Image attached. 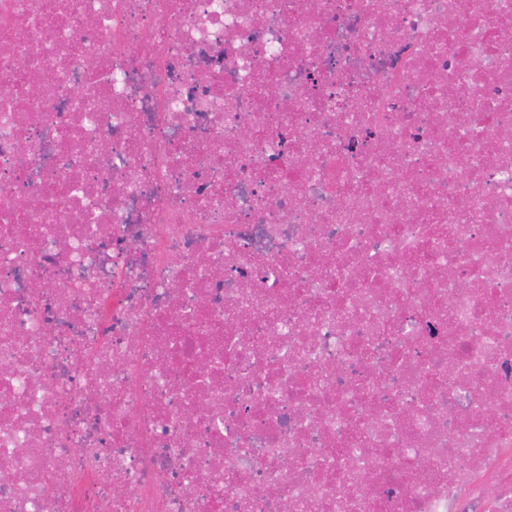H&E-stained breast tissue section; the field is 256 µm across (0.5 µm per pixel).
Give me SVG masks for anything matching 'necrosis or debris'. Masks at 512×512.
Returning a JSON list of instances; mask_svg holds the SVG:
<instances>
[{"instance_id": "4bbe7bcc", "label": "necrosis or debris", "mask_w": 512, "mask_h": 512, "mask_svg": "<svg viewBox=\"0 0 512 512\" xmlns=\"http://www.w3.org/2000/svg\"><path fill=\"white\" fill-rule=\"evenodd\" d=\"M0 468L512 512V0H0Z\"/></svg>"}]
</instances>
